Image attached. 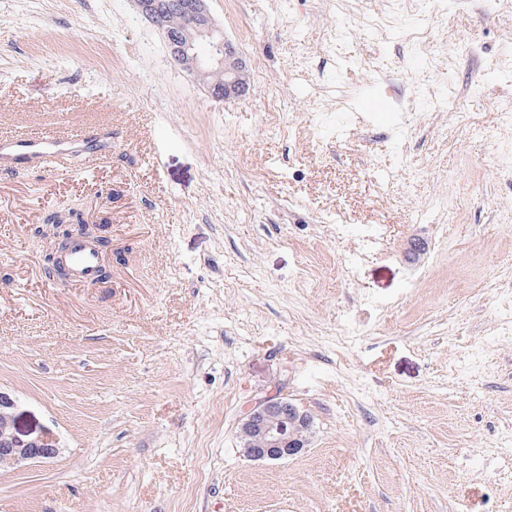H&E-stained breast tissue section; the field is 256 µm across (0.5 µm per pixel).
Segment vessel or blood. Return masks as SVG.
I'll return each mask as SVG.
<instances>
[{
    "instance_id": "vessel-or-blood-1",
    "label": "vessel or blood",
    "mask_w": 512,
    "mask_h": 512,
    "mask_svg": "<svg viewBox=\"0 0 512 512\" xmlns=\"http://www.w3.org/2000/svg\"><path fill=\"white\" fill-rule=\"evenodd\" d=\"M82 133L65 130L47 137L1 136L0 166L6 167L25 159L49 170L64 169L67 162L80 153ZM67 279L74 284L96 282L99 269V251L86 239L73 237L64 257Z\"/></svg>"
}]
</instances>
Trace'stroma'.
Segmentation results:
<instances>
[{
    "mask_svg": "<svg viewBox=\"0 0 512 512\" xmlns=\"http://www.w3.org/2000/svg\"><path fill=\"white\" fill-rule=\"evenodd\" d=\"M208 7L228 102L132 0H0V134L112 130L0 171V391L62 447L0 512H512V0ZM96 197L127 263L50 279L45 215ZM274 387L312 430L256 461Z\"/></svg>",
    "mask_w": 512,
    "mask_h": 512,
    "instance_id": "35a3bbf8",
    "label": "stroma"
}]
</instances>
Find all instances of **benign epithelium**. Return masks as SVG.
I'll list each match as a JSON object with an SVG mask.
<instances>
[{
	"instance_id": "obj_1",
	"label": "benign epithelium",
	"mask_w": 512,
	"mask_h": 512,
	"mask_svg": "<svg viewBox=\"0 0 512 512\" xmlns=\"http://www.w3.org/2000/svg\"><path fill=\"white\" fill-rule=\"evenodd\" d=\"M138 13L162 31L172 60L180 64L194 48L198 38L211 43V51L204 59H194L191 73L197 77L216 74L224 77L220 84H205L208 91L218 90V100H230L246 94L250 89V69L245 58L232 42L220 34L207 6V0H185V28L181 35L171 33L168 27V4L164 0H133ZM61 223L48 225L45 235L53 238V247L45 260L58 270L59 278H66L63 264L70 236L78 232L92 243H105L99 232L103 222L79 218L77 230L67 215H59ZM311 427L309 416L291 401L280 396L278 389L270 390L262 399L244 412L240 435L245 439V454L254 460L276 461L299 454L308 442ZM61 448L54 436L43 430H23L18 425L15 401L0 391V471L16 470L31 462L56 458Z\"/></svg>"
}]
</instances>
